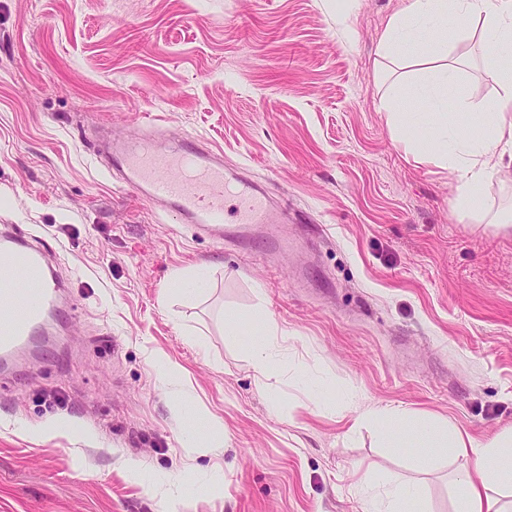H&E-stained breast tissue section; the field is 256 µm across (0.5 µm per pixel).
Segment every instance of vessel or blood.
<instances>
[{
    "mask_svg": "<svg viewBox=\"0 0 512 512\" xmlns=\"http://www.w3.org/2000/svg\"><path fill=\"white\" fill-rule=\"evenodd\" d=\"M105 171L142 199L214 239L262 235L267 251L288 246L276 227L289 223L287 205L268 187L224 165L222 152L191 137L163 142L150 136L97 140ZM53 248L18 229L0 234V366L10 367L47 331L69 317V285L50 264Z\"/></svg>",
    "mask_w": 512,
    "mask_h": 512,
    "instance_id": "vessel-or-blood-1",
    "label": "vessel or blood"
}]
</instances>
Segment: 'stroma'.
I'll return each instance as SVG.
<instances>
[{
    "instance_id": "obj_1",
    "label": "stroma",
    "mask_w": 512,
    "mask_h": 512,
    "mask_svg": "<svg viewBox=\"0 0 512 512\" xmlns=\"http://www.w3.org/2000/svg\"><path fill=\"white\" fill-rule=\"evenodd\" d=\"M401 5L0 0V230L56 245L76 299L62 350L0 382V512H359V467L451 512L450 458L419 470L340 420L379 404L478 441L512 428V165L476 227L406 156L377 52ZM487 56L477 22L448 43L476 102L498 91ZM146 118L303 212L294 248L195 237L110 177L98 130ZM198 268L206 288L183 294L174 274ZM259 309L282 349L266 384Z\"/></svg>"
}]
</instances>
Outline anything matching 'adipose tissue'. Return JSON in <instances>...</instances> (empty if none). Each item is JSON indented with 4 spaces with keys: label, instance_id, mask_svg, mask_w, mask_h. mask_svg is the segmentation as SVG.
<instances>
[{
    "label": "adipose tissue",
    "instance_id": "1",
    "mask_svg": "<svg viewBox=\"0 0 512 512\" xmlns=\"http://www.w3.org/2000/svg\"><path fill=\"white\" fill-rule=\"evenodd\" d=\"M473 19L480 23L482 40L503 50L493 61L498 92L477 104L454 83L447 64L449 29L464 28ZM511 46L512 0H404L389 18L379 44L380 56L391 63L384 72L390 85L405 84L416 74L434 75L423 95L442 108L431 113L426 136L403 135L411 123L410 99L388 101L389 121L416 162L435 165L457 180L455 208L470 218L475 215L474 190L500 172L504 156L512 157V56L507 53ZM450 100L456 111H444ZM363 426L379 428L381 439H395L397 445L425 447V454L415 458L421 467L432 462L428 449H447L456 464L453 512H512V429L480 442L453 423L416 422L407 411L378 405L351 418L350 430ZM378 496L383 512H425L420 491L408 481L386 479Z\"/></svg>",
    "mask_w": 512,
    "mask_h": 512
}]
</instances>
